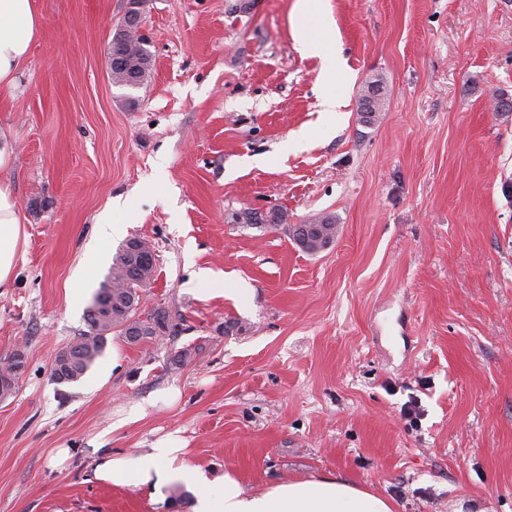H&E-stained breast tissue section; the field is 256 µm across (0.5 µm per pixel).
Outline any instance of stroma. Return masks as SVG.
<instances>
[{"label": "stroma", "mask_w": 512, "mask_h": 512, "mask_svg": "<svg viewBox=\"0 0 512 512\" xmlns=\"http://www.w3.org/2000/svg\"><path fill=\"white\" fill-rule=\"evenodd\" d=\"M127 2L36 0L42 35L0 91L16 143L0 182L26 233L0 362L27 356L0 399V512H184L170 488L94 477L95 439L134 457L170 433L189 467L248 494L339 476L393 512L465 495L512 512V0H310L336 32L313 56L296 0H146L137 89L109 69ZM375 74L388 103L367 125ZM116 199L126 224L99 240ZM274 210L333 214L336 238L310 254L287 225L241 220ZM134 236L156 255L139 315L178 334L110 333L80 381H55ZM168 388L173 403L116 426Z\"/></svg>", "instance_id": "stroma-1"}]
</instances>
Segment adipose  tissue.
<instances>
[{
	"instance_id": "ef3b65f1",
	"label": "adipose tissue",
	"mask_w": 512,
	"mask_h": 512,
	"mask_svg": "<svg viewBox=\"0 0 512 512\" xmlns=\"http://www.w3.org/2000/svg\"><path fill=\"white\" fill-rule=\"evenodd\" d=\"M42 29L35 0H0V89L15 87ZM21 237L15 193L0 184V289L13 284ZM183 449L182 438L169 434L136 458L115 457L106 450L94 476L118 483L132 474L139 484L154 489L176 481L188 483L196 489L188 512H392L384 499L337 477L288 482L248 495L231 474L211 478L185 465Z\"/></svg>"
}]
</instances>
